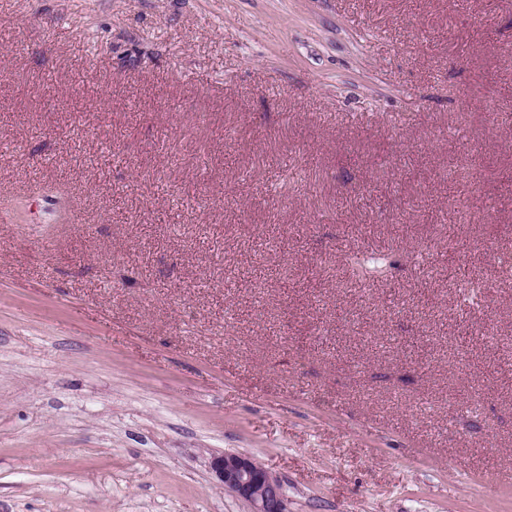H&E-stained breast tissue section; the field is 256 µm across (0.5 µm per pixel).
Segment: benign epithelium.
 I'll list each match as a JSON object with an SVG mask.
<instances>
[{"mask_svg":"<svg viewBox=\"0 0 512 512\" xmlns=\"http://www.w3.org/2000/svg\"><path fill=\"white\" fill-rule=\"evenodd\" d=\"M211 468L224 490L249 504L251 512H288L281 481L268 468L242 453H222Z\"/></svg>","mask_w":512,"mask_h":512,"instance_id":"benign-epithelium-1","label":"benign epithelium"}]
</instances>
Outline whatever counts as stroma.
Returning <instances> with one entry per match:
<instances>
[{
  "label": "stroma",
  "mask_w": 512,
  "mask_h": 512,
  "mask_svg": "<svg viewBox=\"0 0 512 512\" xmlns=\"http://www.w3.org/2000/svg\"><path fill=\"white\" fill-rule=\"evenodd\" d=\"M224 452L512 512V0H0V512H249Z\"/></svg>",
  "instance_id": "stroma-1"
}]
</instances>
